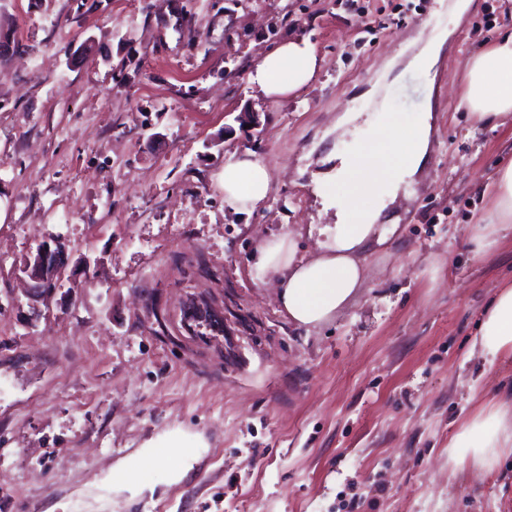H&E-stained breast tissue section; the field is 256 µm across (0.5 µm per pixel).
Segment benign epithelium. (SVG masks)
<instances>
[{
  "label": "benign epithelium",
  "instance_id": "7a95c632",
  "mask_svg": "<svg viewBox=\"0 0 512 512\" xmlns=\"http://www.w3.org/2000/svg\"><path fill=\"white\" fill-rule=\"evenodd\" d=\"M66 265V243L59 238L41 244L23 260L20 271L31 281L28 298L32 311L38 310V303L48 301L57 290L72 283V279L65 277Z\"/></svg>",
  "mask_w": 512,
  "mask_h": 512
}]
</instances>
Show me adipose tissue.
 <instances>
[{"label":"adipose tissue","instance_id":"obj_1","mask_svg":"<svg viewBox=\"0 0 512 512\" xmlns=\"http://www.w3.org/2000/svg\"><path fill=\"white\" fill-rule=\"evenodd\" d=\"M320 68V59L307 39L288 38L266 52L248 81L266 98L285 97L306 86ZM459 105L493 125L512 120V31L480 47L467 59ZM433 114L426 111L409 126L395 113H384L366 144L353 154L350 167L337 174L346 188L339 205L338 225L310 257L296 255L291 234L264 239L253 263L258 281L272 280L282 313L299 327H317L332 320L357 297L365 281L361 258L368 247L384 245L386 232L376 221L385 200L395 199L403 176L416 173L428 154ZM495 204L488 224L512 233V163L494 177ZM272 190L268 166L254 153H231L224 161V203L235 211L263 204ZM488 359L512 360V286L501 288L484 312L477 340ZM204 442L173 430L146 442L112 469L114 491L143 490L139 473L157 461L158 449H168L173 463L168 479L177 483L199 459ZM512 457V402H489L461 425L448 445V458L481 473L492 472Z\"/></svg>","mask_w":512,"mask_h":512}]
</instances>
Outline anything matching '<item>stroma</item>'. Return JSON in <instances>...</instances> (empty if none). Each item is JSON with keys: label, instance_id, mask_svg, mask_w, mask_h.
I'll list each match as a JSON object with an SVG mask.
<instances>
[{"label": "stroma", "instance_id": "1", "mask_svg": "<svg viewBox=\"0 0 512 512\" xmlns=\"http://www.w3.org/2000/svg\"><path fill=\"white\" fill-rule=\"evenodd\" d=\"M443 29L431 76L410 60ZM507 29L512 0L460 21L447 0H0V512H512V466H448L459 426L512 398V364L472 348L512 285V236L482 221L512 123L458 106L468 57ZM287 36L315 47L313 82L254 96ZM376 105L407 125L433 108L423 176L362 293L295 326L256 249L289 231L314 252L344 187L317 197L311 175L367 140ZM234 150L272 174L249 213L224 206ZM56 236L79 285L34 313L19 265ZM192 297L223 310V342L183 332ZM175 428L208 443L183 479L161 463L150 491L112 493L113 465Z\"/></svg>", "mask_w": 512, "mask_h": 512}]
</instances>
